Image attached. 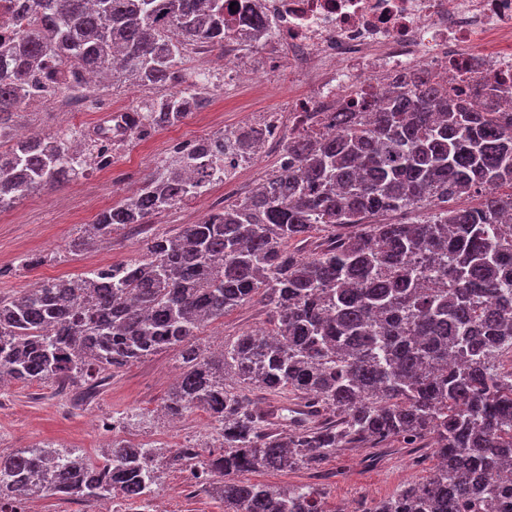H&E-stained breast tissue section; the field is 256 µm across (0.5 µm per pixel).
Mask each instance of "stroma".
Listing matches in <instances>:
<instances>
[{
  "label": "stroma",
  "instance_id": "35a3bbf8",
  "mask_svg": "<svg viewBox=\"0 0 512 512\" xmlns=\"http://www.w3.org/2000/svg\"><path fill=\"white\" fill-rule=\"evenodd\" d=\"M302 86L289 82L287 73L271 76L267 85L235 84L206 89L208 105L174 127L158 128L142 140H127L113 152L110 168L93 169L73 181L43 189L22 199L0 215V297L14 295L30 284L62 276L77 277L90 270L138 257L147 239L173 235L186 224L201 219L212 208L243 199L279 166L276 146L265 149L258 162L241 170L233 190L213 188L204 197L152 216L148 223L116 230L111 239L92 250L72 251L71 241L84 233L104 209L119 203L122 194L135 192L169 158L176 145L188 144L244 126L251 113L283 110L289 97ZM163 87L130 83L105 84L92 89L93 97L107 104L133 108L165 95ZM57 102L23 103L14 116V133H90L99 126L95 112H64L59 102L69 91L57 93ZM35 259L32 269L21 268L22 259ZM261 297L225 314L207 328L199 342L218 352L225 342L245 331L268 327ZM181 372L172 351L112 370L95 390L81 385L14 382L0 391V452L9 453L39 443L65 447L91 460H102L113 437L148 443L156 448L195 444L217 448L210 419L204 410L184 414L171 424L160 405ZM134 413L136 424L111 433L104 428L112 418ZM433 447L406 448L400 443L362 446L337 451L319 465L292 473L257 471L253 481L285 486L313 485L329 492L332 501L361 505L389 497L403 485L428 474ZM157 496L167 512H224L223 504L205 493L189 470L165 467Z\"/></svg>",
  "mask_w": 512,
  "mask_h": 512
}]
</instances>
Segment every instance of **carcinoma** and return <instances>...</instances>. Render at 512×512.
I'll return each mask as SVG.
<instances>
[{"mask_svg": "<svg viewBox=\"0 0 512 512\" xmlns=\"http://www.w3.org/2000/svg\"><path fill=\"white\" fill-rule=\"evenodd\" d=\"M225 0H25L32 23L0 38V211L74 180L73 133L14 137L18 104L83 92L87 75L171 93L136 107L129 136L203 107L178 68L188 42L224 47ZM369 113L334 112L336 133L291 134L288 166L139 257L0 299V379L101 383L104 373L176 350L185 368L162 410L204 409L221 443L168 458L205 475L224 512H346L313 486L245 475L290 472L338 448L430 439L428 475L363 512H512V111L485 93L474 109L416 69ZM112 166V130L84 145ZM224 176L211 142L178 152L137 195L103 211L83 250ZM410 215L406 221L396 215ZM326 229L308 257L291 245ZM264 295L270 328L207 355L198 336ZM297 393L336 420L284 431L244 389ZM160 448L113 440L102 468L46 445L0 454V512L37 496L146 502Z\"/></svg>", "mask_w": 512, "mask_h": 512, "instance_id": "cac0c4a2", "label": "carcinoma"}]
</instances>
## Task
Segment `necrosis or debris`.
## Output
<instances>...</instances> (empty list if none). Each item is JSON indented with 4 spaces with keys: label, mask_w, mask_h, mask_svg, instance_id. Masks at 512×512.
I'll use <instances>...</instances> for the list:
<instances>
[{
    "label": "necrosis or debris",
    "mask_w": 512,
    "mask_h": 512,
    "mask_svg": "<svg viewBox=\"0 0 512 512\" xmlns=\"http://www.w3.org/2000/svg\"><path fill=\"white\" fill-rule=\"evenodd\" d=\"M236 27L225 31V78L264 82L280 66L303 83L285 113L252 117L279 132L346 108L353 96L382 105L392 81L417 68L446 76L468 99L472 84L512 93V0H235ZM271 29L252 38L245 17Z\"/></svg>",
    "instance_id": "obj_1"
}]
</instances>
